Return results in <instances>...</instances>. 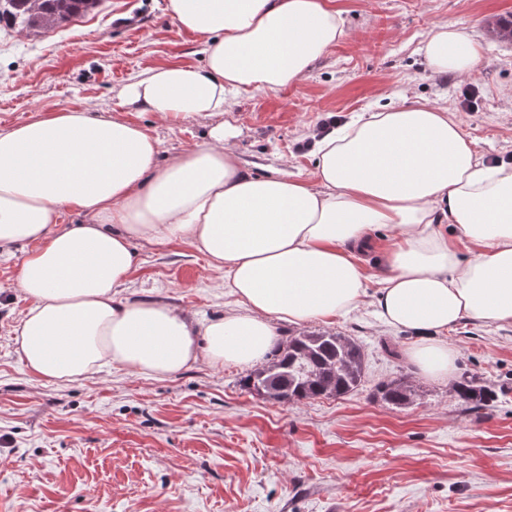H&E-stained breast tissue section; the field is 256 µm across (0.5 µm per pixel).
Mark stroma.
Segmentation results:
<instances>
[{
	"label": "stroma",
	"mask_w": 512,
	"mask_h": 512,
	"mask_svg": "<svg viewBox=\"0 0 512 512\" xmlns=\"http://www.w3.org/2000/svg\"><path fill=\"white\" fill-rule=\"evenodd\" d=\"M349 37L299 83L238 96L225 118L251 174L283 168L314 182L296 145L331 115L379 111L408 93L460 121L483 161H512V42L492 24L512 0H332ZM463 26L483 47L471 77L433 74L420 47L437 24ZM202 41L168 16L166 0H100L49 30L0 25V129L46 111L119 115L163 154L203 140L206 121L172 124L119 106L112 92L148 65H195ZM471 97H463L464 88ZM127 293L208 319L228 309L220 273L188 245L135 241ZM23 247L0 254V512H512V324L465 319L449 329L452 381L405 355L410 331L371 310L281 324L355 337L365 378L346 396L285 403L243 389L247 368L198 364L153 379L120 368L80 383L32 377L13 344L28 302L16 287ZM408 378L412 404L386 405L378 384ZM491 392L476 409L455 383Z\"/></svg>",
	"instance_id": "stroma-1"
}]
</instances>
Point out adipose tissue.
<instances>
[{
	"label": "adipose tissue",
	"mask_w": 512,
	"mask_h": 512,
	"mask_svg": "<svg viewBox=\"0 0 512 512\" xmlns=\"http://www.w3.org/2000/svg\"><path fill=\"white\" fill-rule=\"evenodd\" d=\"M166 9L205 39V64L145 68L115 96L167 121H209L203 141L163 162L136 122L83 111L0 131V249L28 248L17 287L29 306L13 339L30 375L76 383L106 367L151 378L199 363L245 367L270 353L277 324L369 303L382 323L413 333L407 356L422 374L448 381V328L512 324V163L483 162L454 116L404 95L316 143V184L252 175L224 112L239 94L303 80L348 37L341 10L330 0H167ZM421 50L437 74H472L482 55L454 23L433 27ZM71 210L84 223L62 225ZM379 226L397 235L379 253L385 275L372 297L355 250ZM137 239L203 255L233 310L194 322L125 296ZM464 241L478 247L466 262Z\"/></svg>",
	"instance_id": "ef3b65f1"
}]
</instances>
